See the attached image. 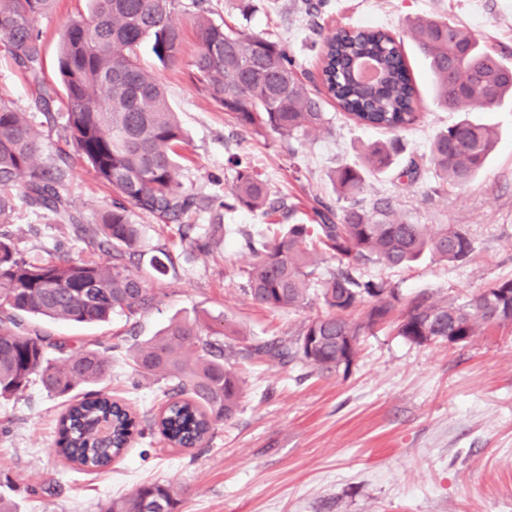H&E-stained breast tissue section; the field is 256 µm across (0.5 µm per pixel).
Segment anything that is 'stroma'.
I'll return each mask as SVG.
<instances>
[{"instance_id": "obj_1", "label": "stroma", "mask_w": 512, "mask_h": 512, "mask_svg": "<svg viewBox=\"0 0 512 512\" xmlns=\"http://www.w3.org/2000/svg\"><path fill=\"white\" fill-rule=\"evenodd\" d=\"M189 2L180 0L174 12L183 32L180 64L166 69L150 46L140 51L141 63L162 81L188 133L181 149L185 186L203 195L228 191L233 173L225 161L237 154L282 201L277 223L304 221L314 201L335 202L332 171L360 161L386 133L355 124L328 101L324 126L297 140L235 127L191 76L199 44ZM89 6V0H55L35 22L42 79L56 91L50 113L37 109L34 88L1 43L0 101L27 113L42 159L66 161L69 208L91 225L111 208L112 190L70 143L66 102L57 92L60 36ZM209 7L213 18L285 45L315 93L321 90L320 42L313 23L327 30L345 24L391 30L419 86L422 118L399 139L422 175L415 181L393 173L368 177L364 205L387 199L397 217L411 223L464 225L474 250L462 264L426 254L401 267L370 264L361 274L394 286L406 302L463 300L512 278V100L492 112L474 104L460 111L440 105L410 36L417 18L450 19L512 63V0H323L315 18L308 16L305 0H209ZM464 116L493 126L497 146L477 179L442 188L430 163V143ZM188 221L206 239L205 252L180 241L176 224L137 218L142 239L132 270L152 273L156 258L171 257L165 274L154 275L156 300L147 313H116L90 325L31 320V327L77 347L113 346L105 390L137 412L144 431L111 470L89 473L53 451L64 398L36 380L22 394L0 399V500L13 512H106L112 500L151 482L173 486L175 512H512V325L466 345H417L388 322L362 336L349 369L321 372L295 360L284 364L259 354V347L294 338L325 313L322 300L312 296L299 308L272 312L243 294V273L254 260L243 243L272 234L259 214L222 209ZM10 232L28 258L57 259L56 245L63 241L71 258L112 260L91 240L77 239L73 226L47 223L42 212L21 203ZM195 316L221 331L224 363L242 377L245 394L207 447L180 451L149 427L164 402L165 382L136 375L128 354L171 319Z\"/></svg>"}]
</instances>
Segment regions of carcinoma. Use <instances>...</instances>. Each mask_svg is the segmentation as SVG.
<instances>
[{
  "mask_svg": "<svg viewBox=\"0 0 512 512\" xmlns=\"http://www.w3.org/2000/svg\"><path fill=\"white\" fill-rule=\"evenodd\" d=\"M55 0H0V39L11 60L41 90L42 41L35 20ZM177 0H90V19L72 21L61 36L58 71L67 99V130L76 150L95 177L110 186L112 209L102 213L93 230L97 246L112 252V263L39 261L23 257L7 227L15 209L14 191L25 204L54 224L84 231L68 208L67 171L40 160L37 133L25 113L0 103V398L22 392L37 376L48 391L67 397L78 386L90 391L72 402L59 420L56 453L69 463L103 470L121 456L140 433L129 408L97 389L109 376L117 345L75 348L49 333L22 331V316L63 322H105L115 312L135 316L155 301L152 279L133 272L131 259L141 237L136 213L167 224L214 208L215 199L187 191L177 162L187 143L165 86L144 69L139 50L150 44L165 68L179 63L183 37L172 21ZM206 0L195 8L199 49L190 67L206 96L224 108L238 126L283 139H296L325 123L322 98L354 122L393 135L416 125L418 88L401 44L374 27H338L321 40L319 76L324 97L314 95L301 79L295 59L282 44L246 34L208 16ZM410 34L425 55L441 105L457 109L474 103L491 111L512 97V65L495 57L457 24L438 18L417 19ZM371 58L379 68L372 83L358 81L351 65ZM493 131L462 118L438 132L430 160L439 186L463 185L484 170L494 149ZM399 139L368 147L363 160L342 164L330 175L337 202H319L308 222L286 224L256 248L245 272V293L269 310L286 311L305 303L314 290L327 312L310 320L293 345L273 341L265 354L299 360L318 370L349 369L360 338L391 321L399 335L422 345L454 337L467 344L494 326L512 324V300L503 308L488 294L498 288L512 294V278L489 284L461 302L417 301L399 308L396 289L354 275L370 263L399 267L429 253L463 262L473 251L461 224L431 228L395 216L382 202L368 212L354 205L366 177L384 174L399 163ZM219 206L243 208L270 220L279 206L267 182L248 165L234 162V177ZM338 261L339 268L317 276L311 247ZM199 318L175 319L129 354L141 377L166 381V404L154 418L172 448L203 444L239 407L243 381L224 367V346ZM192 352H186L187 348ZM171 488L151 483L112 503L107 512H174Z\"/></svg>",
  "mask_w": 512,
  "mask_h": 512,
  "instance_id": "obj_1",
  "label": "carcinoma"
}]
</instances>
